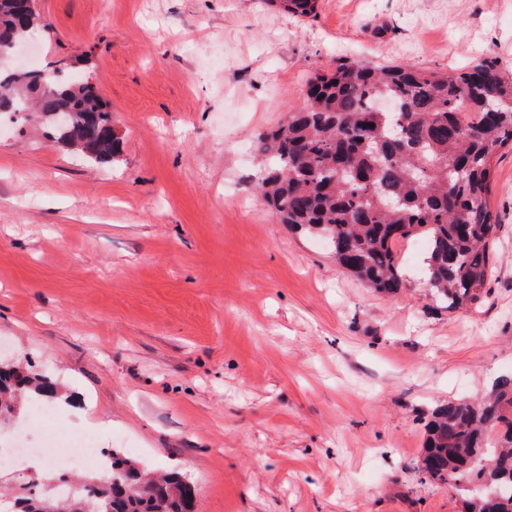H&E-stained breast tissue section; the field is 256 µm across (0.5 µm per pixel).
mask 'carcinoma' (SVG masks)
<instances>
[{
    "instance_id": "carcinoma-1",
    "label": "carcinoma",
    "mask_w": 512,
    "mask_h": 512,
    "mask_svg": "<svg viewBox=\"0 0 512 512\" xmlns=\"http://www.w3.org/2000/svg\"><path fill=\"white\" fill-rule=\"evenodd\" d=\"M19 0H0V48L45 28ZM300 17L316 0H266ZM61 60L46 69H0V110L36 112L46 133L108 166L120 151L112 112L98 87L73 79ZM52 91H47V88ZM65 108L73 128L51 114ZM473 121L461 125L456 114ZM512 147V76L484 58L460 73L438 75L402 64L349 61L314 74L299 107L263 133L266 162L256 190L284 224L327 239L336 261L373 291L408 287L398 245L427 243L424 278L450 311L486 294L500 224L493 213L492 156ZM29 392L52 399L48 378L0 364V421ZM111 474L92 476L69 497L31 494L14 512H192L195 487L178 473L151 475L111 452ZM413 470L420 481L452 489L464 512H512V376L477 402L438 406L424 424Z\"/></svg>"
}]
</instances>
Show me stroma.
<instances>
[{
	"label": "stroma",
	"mask_w": 512,
	"mask_h": 512,
	"mask_svg": "<svg viewBox=\"0 0 512 512\" xmlns=\"http://www.w3.org/2000/svg\"><path fill=\"white\" fill-rule=\"evenodd\" d=\"M40 64L97 84L121 151L100 167L35 117L0 127V361L54 380V428L177 470L196 512H463L421 483L422 419L512 372V152L483 302L441 309L421 240L386 297L258 198L257 136L344 60L512 73V0H36ZM53 478L0 468V490Z\"/></svg>",
	"instance_id": "obj_1"
}]
</instances>
